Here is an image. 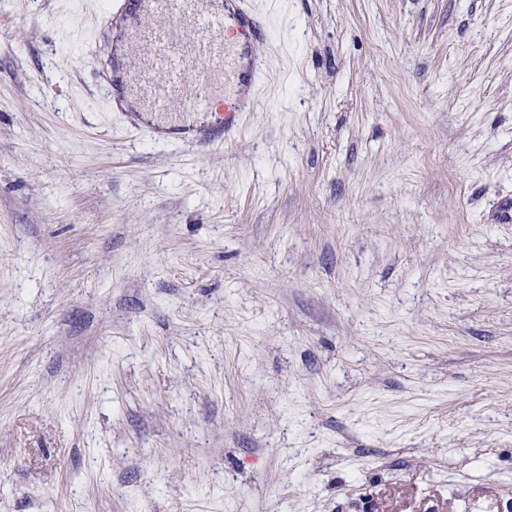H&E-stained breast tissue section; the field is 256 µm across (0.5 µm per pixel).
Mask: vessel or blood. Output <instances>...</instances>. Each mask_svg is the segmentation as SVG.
Returning a JSON list of instances; mask_svg holds the SVG:
<instances>
[{
	"label": "vessel or blood",
	"instance_id": "b4317fda",
	"mask_svg": "<svg viewBox=\"0 0 512 512\" xmlns=\"http://www.w3.org/2000/svg\"><path fill=\"white\" fill-rule=\"evenodd\" d=\"M114 36L129 61L114 99L133 98L131 128L165 144L211 148L240 127L265 66L254 48L266 25L248 0H110Z\"/></svg>",
	"mask_w": 512,
	"mask_h": 512
}]
</instances>
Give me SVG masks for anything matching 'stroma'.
<instances>
[{
  "label": "stroma",
  "mask_w": 512,
  "mask_h": 512,
  "mask_svg": "<svg viewBox=\"0 0 512 512\" xmlns=\"http://www.w3.org/2000/svg\"><path fill=\"white\" fill-rule=\"evenodd\" d=\"M105 2L0 0V512H512V0H250L204 150Z\"/></svg>",
  "instance_id": "stroma-1"
}]
</instances>
